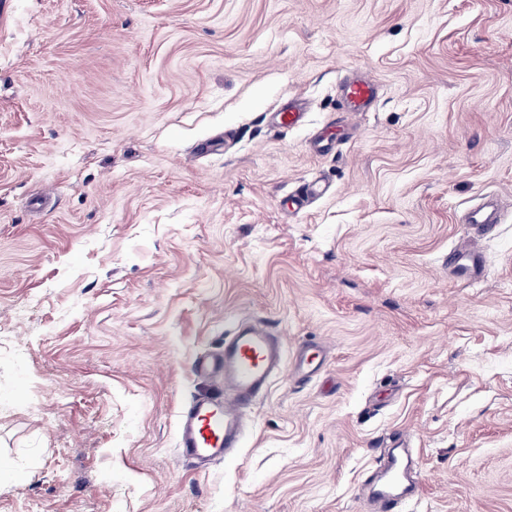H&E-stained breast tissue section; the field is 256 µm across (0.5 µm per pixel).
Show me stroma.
Wrapping results in <instances>:
<instances>
[{
    "label": "stroma",
    "mask_w": 512,
    "mask_h": 512,
    "mask_svg": "<svg viewBox=\"0 0 512 512\" xmlns=\"http://www.w3.org/2000/svg\"><path fill=\"white\" fill-rule=\"evenodd\" d=\"M247 322L326 362L183 465ZM396 433L404 512H512V0H0V512H372ZM343 91L347 103V112L366 111L377 96L376 86L362 80L346 81ZM499 207L493 198H485L480 204L472 208L465 215V223L473 224L490 234L499 223ZM448 267L466 281L476 282L484 274L485 261L476 253L457 248L448 253Z\"/></svg>",
    "instance_id": "1"
}]
</instances>
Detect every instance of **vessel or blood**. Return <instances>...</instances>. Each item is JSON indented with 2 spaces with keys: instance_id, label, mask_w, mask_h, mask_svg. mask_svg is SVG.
Instances as JSON below:
<instances>
[{
  "instance_id": "b4317fda",
  "label": "vessel or blood",
  "mask_w": 512,
  "mask_h": 512,
  "mask_svg": "<svg viewBox=\"0 0 512 512\" xmlns=\"http://www.w3.org/2000/svg\"><path fill=\"white\" fill-rule=\"evenodd\" d=\"M377 96L374 84L349 80L344 84L347 109L366 111ZM466 223L492 232L499 222L498 203L485 198L469 210ZM448 266L454 273L474 282L485 271L482 256L457 248L448 254ZM326 360L317 346L306 347L294 364L296 375L310 376ZM284 365V351L279 336L267 328H243L225 340L223 350L197 358L195 373L218 376L224 380V394L219 398H197L187 404L178 418L177 448L180 461L195 464L203 460H221L244 446L247 411L268 393ZM404 438H397L382 456L385 482L374 497V512H402L413 496L409 481V459Z\"/></svg>"
}]
</instances>
